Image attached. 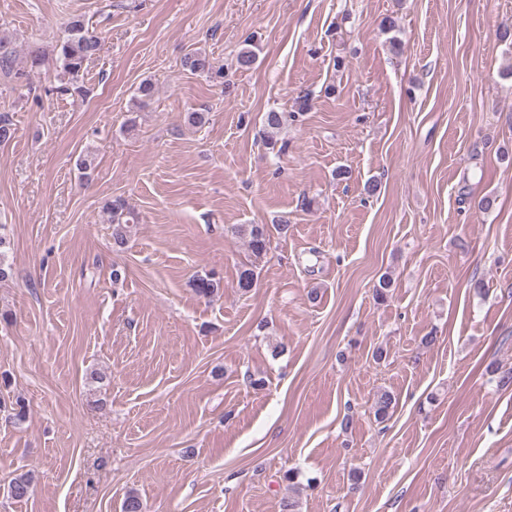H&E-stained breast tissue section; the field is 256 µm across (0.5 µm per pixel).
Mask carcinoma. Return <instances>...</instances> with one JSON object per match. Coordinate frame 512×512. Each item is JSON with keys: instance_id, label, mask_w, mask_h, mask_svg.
<instances>
[{"instance_id": "obj_1", "label": "carcinoma", "mask_w": 512, "mask_h": 512, "mask_svg": "<svg viewBox=\"0 0 512 512\" xmlns=\"http://www.w3.org/2000/svg\"><path fill=\"white\" fill-rule=\"evenodd\" d=\"M100 49V36L89 29L82 17L73 16L67 21L66 36L53 49L60 92L68 93L77 89L78 80L86 64L99 54ZM185 66L192 72L204 73L212 70L209 58L200 52L188 54L185 57ZM103 210L112 224L113 244L118 248L124 247L127 243L131 213L126 211L125 205L119 199L105 201ZM242 232L247 234L248 248L255 259L259 260L267 255L269 235L264 226L249 224L242 229ZM194 287L199 294L212 296L218 293L221 284L213 277L206 275L197 277ZM394 405L395 398L391 392L378 393L374 402L376 418L383 420L388 417ZM31 489L32 476L22 474L11 482L9 493L14 500L22 501L30 496Z\"/></svg>"}]
</instances>
